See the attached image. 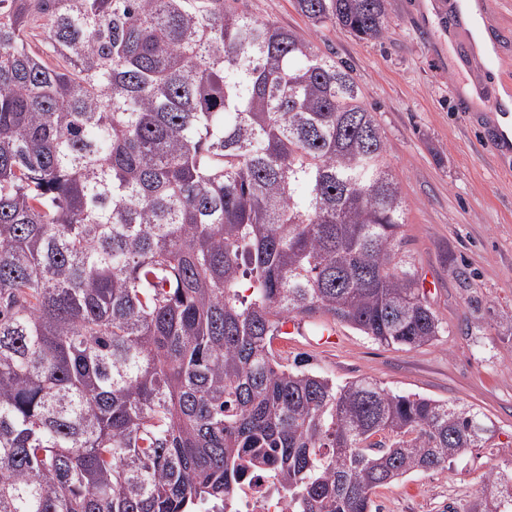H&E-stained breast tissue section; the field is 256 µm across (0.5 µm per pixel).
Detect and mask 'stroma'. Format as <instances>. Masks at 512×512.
<instances>
[{
	"instance_id": "35a3bbf8",
	"label": "stroma",
	"mask_w": 512,
	"mask_h": 512,
	"mask_svg": "<svg viewBox=\"0 0 512 512\" xmlns=\"http://www.w3.org/2000/svg\"><path fill=\"white\" fill-rule=\"evenodd\" d=\"M443 0H391L390 33L361 41L316 28L294 0H238L239 9L292 29L350 66L362 101L384 132L386 158L407 206L406 247L445 332L408 350L315 316L284 324L273 348L293 363L343 383L361 376L399 394L476 407L496 425L494 445L463 463L420 472L374 496L380 512H467L484 472L512 467V171L483 138L500 69L471 71L438 34ZM482 83L485 101L461 111L458 92Z\"/></svg>"
}]
</instances>
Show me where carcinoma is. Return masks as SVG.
<instances>
[{
    "mask_svg": "<svg viewBox=\"0 0 512 512\" xmlns=\"http://www.w3.org/2000/svg\"><path fill=\"white\" fill-rule=\"evenodd\" d=\"M362 41L390 0H295ZM349 66L231 0H0V512H288L492 448L471 405L284 365L323 315L416 350L444 327ZM470 512H512V470ZM272 477L262 470L252 471L231 496L233 512H288L285 501L272 493Z\"/></svg>",
    "mask_w": 512,
    "mask_h": 512,
    "instance_id": "carcinoma-1",
    "label": "carcinoma"
}]
</instances>
